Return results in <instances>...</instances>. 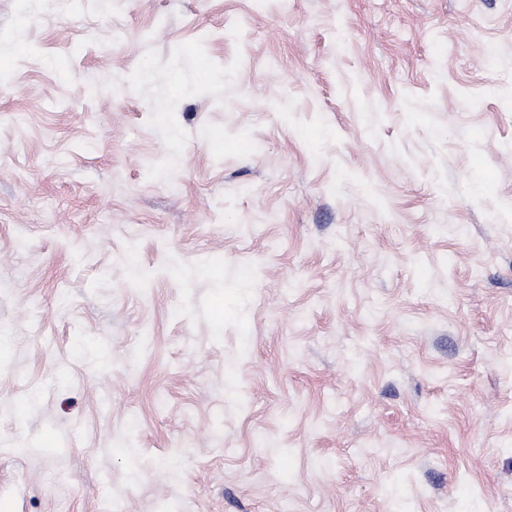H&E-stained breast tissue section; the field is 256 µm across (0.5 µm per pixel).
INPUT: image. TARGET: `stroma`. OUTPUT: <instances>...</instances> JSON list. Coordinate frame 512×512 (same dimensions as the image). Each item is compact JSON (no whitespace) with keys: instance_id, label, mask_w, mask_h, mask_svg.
I'll list each match as a JSON object with an SVG mask.
<instances>
[{"instance_id":"stroma-1","label":"stroma","mask_w":512,"mask_h":512,"mask_svg":"<svg viewBox=\"0 0 512 512\" xmlns=\"http://www.w3.org/2000/svg\"><path fill=\"white\" fill-rule=\"evenodd\" d=\"M0 512H512V0H0Z\"/></svg>"}]
</instances>
